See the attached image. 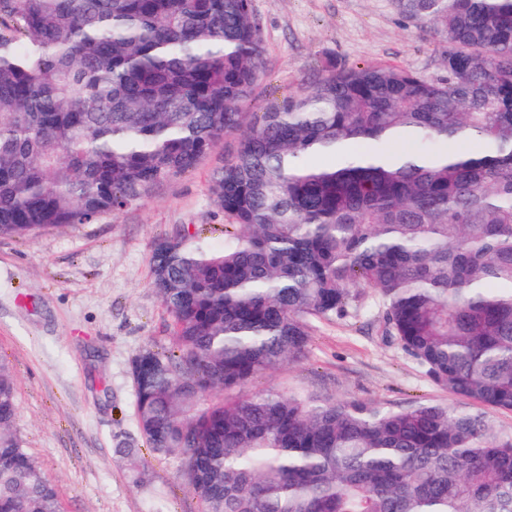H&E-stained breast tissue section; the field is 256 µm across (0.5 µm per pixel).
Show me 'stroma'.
Wrapping results in <instances>:
<instances>
[{
	"instance_id": "1",
	"label": "stroma",
	"mask_w": 512,
	"mask_h": 512,
	"mask_svg": "<svg viewBox=\"0 0 512 512\" xmlns=\"http://www.w3.org/2000/svg\"><path fill=\"white\" fill-rule=\"evenodd\" d=\"M264 34L263 69L248 113L327 74L328 64H382L438 76L446 51L392 0H253ZM235 143L227 136L197 168L150 198L94 224L0 238V357L16 379V432L54 483L62 512H202L176 462L144 450L130 374L143 348L169 345L171 317L152 284L157 239L196 233L224 246V214L209 187ZM248 391L360 399L397 409L424 401L479 412L433 385L383 331L380 298L314 322L305 354ZM142 451L149 480L133 487L119 447Z\"/></svg>"
}]
</instances>
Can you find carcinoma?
Segmentation results:
<instances>
[{
  "mask_svg": "<svg viewBox=\"0 0 512 512\" xmlns=\"http://www.w3.org/2000/svg\"><path fill=\"white\" fill-rule=\"evenodd\" d=\"M394 4L448 43L444 76L333 69L248 123L252 0H0L1 238L136 206L237 135L224 247L155 243L170 347L131 362L139 434L203 512H512V434L482 413L224 398L371 288L433 384L512 411V0ZM16 417L0 360V512H62Z\"/></svg>",
  "mask_w": 512,
  "mask_h": 512,
  "instance_id": "cac0c4a2",
  "label": "carcinoma"
}]
</instances>
